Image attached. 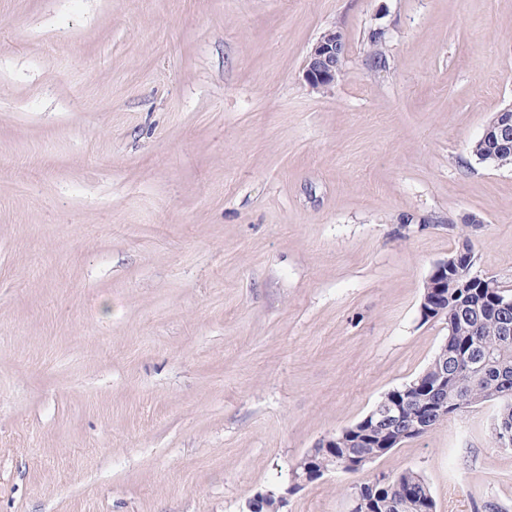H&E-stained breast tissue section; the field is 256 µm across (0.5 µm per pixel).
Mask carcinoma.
Returning a JSON list of instances; mask_svg holds the SVG:
<instances>
[{"label": "carcinoma", "mask_w": 512, "mask_h": 512, "mask_svg": "<svg viewBox=\"0 0 512 512\" xmlns=\"http://www.w3.org/2000/svg\"><path fill=\"white\" fill-rule=\"evenodd\" d=\"M475 158L494 156L498 167L512 166V151L500 152L487 140L470 145ZM473 251L469 235L459 236L455 249L448 254V276L439 277L441 288L433 293L424 289V309L435 295L442 297L434 318L448 327V336L435 352L427 367L410 382L386 392L380 402L393 403L402 392L417 387L416 394L426 395L431 407H444L429 412L420 405L409 404L402 413L399 431H416L422 437L443 421L458 417L467 409L492 402L497 406L496 420L512 422V335L503 332L504 323H512V309L502 308L505 296L512 298V289L496 277L471 272L463 277L454 268L463 252ZM488 354V361L471 373L457 370L453 360L459 354L472 355L478 350ZM395 435L386 434L369 425L356 422L329 438L327 451L313 458L298 459V472L320 470L322 462L336 457L344 463L357 459L369 464L391 451ZM355 512H435L436 503L425 478L412 469L403 470L387 479L366 480L355 485Z\"/></svg>", "instance_id": "1"}]
</instances>
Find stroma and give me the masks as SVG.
Segmentation results:
<instances>
[{
	"mask_svg": "<svg viewBox=\"0 0 512 512\" xmlns=\"http://www.w3.org/2000/svg\"><path fill=\"white\" fill-rule=\"evenodd\" d=\"M510 105L512 0H0V512H349L406 468L512 512L489 403L288 490L444 341L456 229L512 287V167L468 149ZM346 41L342 33H323L308 52L303 75L314 89L328 87L341 73L342 61L346 57Z\"/></svg>",
	"mask_w": 512,
	"mask_h": 512,
	"instance_id": "1",
	"label": "stroma"
}]
</instances>
